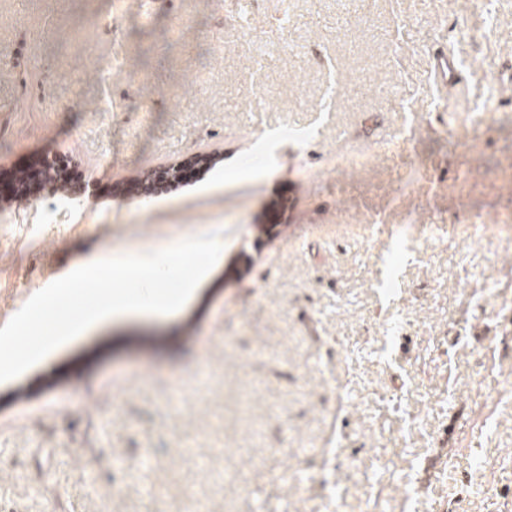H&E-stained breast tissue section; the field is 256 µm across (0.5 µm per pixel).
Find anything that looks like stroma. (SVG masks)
Listing matches in <instances>:
<instances>
[{
  "instance_id": "obj_1",
  "label": "stroma",
  "mask_w": 512,
  "mask_h": 512,
  "mask_svg": "<svg viewBox=\"0 0 512 512\" xmlns=\"http://www.w3.org/2000/svg\"><path fill=\"white\" fill-rule=\"evenodd\" d=\"M438 40L461 90L433 80ZM509 59L512 0H0L1 167L68 154L120 185L223 156L146 202L0 213V326L49 268L224 240L179 310L97 322L0 382V512H512ZM348 147L365 170L332 169ZM410 221L436 231L396 243Z\"/></svg>"
}]
</instances>
